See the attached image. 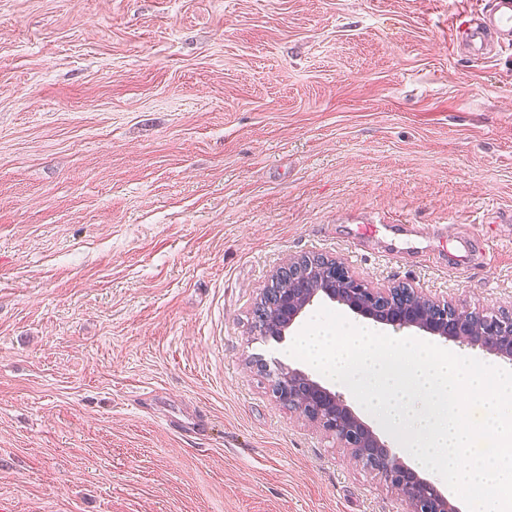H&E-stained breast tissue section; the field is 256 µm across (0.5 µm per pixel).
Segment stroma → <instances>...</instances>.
Wrapping results in <instances>:
<instances>
[{
  "mask_svg": "<svg viewBox=\"0 0 512 512\" xmlns=\"http://www.w3.org/2000/svg\"><path fill=\"white\" fill-rule=\"evenodd\" d=\"M488 0H0V512H407L273 397L288 258L512 306ZM471 240L463 251L459 237ZM465 23L462 35L468 53L477 59L485 58L495 43L512 41V1L492 0L489 11Z\"/></svg>",
  "mask_w": 512,
  "mask_h": 512,
  "instance_id": "stroma-1",
  "label": "stroma"
}]
</instances>
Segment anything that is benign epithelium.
<instances>
[{
    "label": "benign epithelium",
    "mask_w": 512,
    "mask_h": 512,
    "mask_svg": "<svg viewBox=\"0 0 512 512\" xmlns=\"http://www.w3.org/2000/svg\"><path fill=\"white\" fill-rule=\"evenodd\" d=\"M323 296L396 331L416 329L512 362V310L471 309L409 283L374 286L339 257L301 255L276 271L256 302L254 330L280 341L314 299ZM275 400L299 420L336 439L351 458L403 497L408 512H458L447 494L406 466L385 441L333 392L297 370L272 379Z\"/></svg>",
    "instance_id": "obj_1"
}]
</instances>
